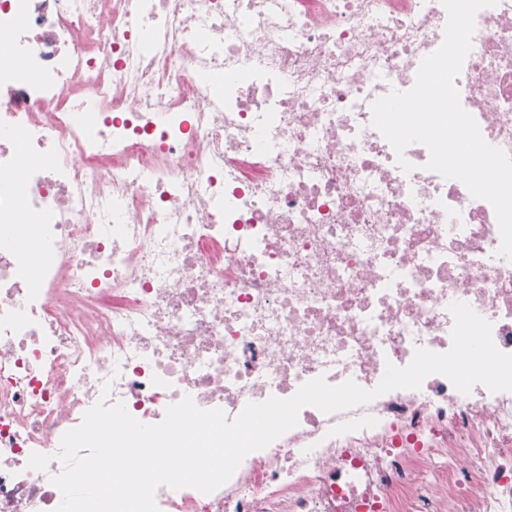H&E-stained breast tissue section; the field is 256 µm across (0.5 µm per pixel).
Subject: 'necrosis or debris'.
<instances>
[{
  "mask_svg": "<svg viewBox=\"0 0 512 512\" xmlns=\"http://www.w3.org/2000/svg\"><path fill=\"white\" fill-rule=\"evenodd\" d=\"M442 0H0V512H55L99 401L236 418L447 352L451 303L512 354L492 205L372 126L444 37ZM512 155V0L455 80ZM411 171H403L398 157ZM50 456L28 468L32 453ZM159 512H512V393L443 375L298 424Z\"/></svg>",
  "mask_w": 512,
  "mask_h": 512,
  "instance_id": "4bbe7bcc",
  "label": "necrosis or debris"
}]
</instances>
